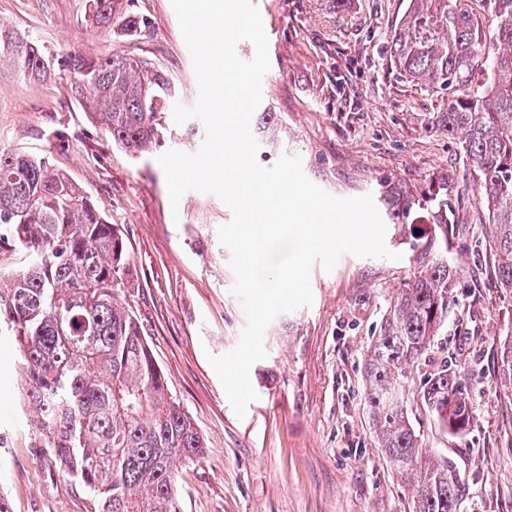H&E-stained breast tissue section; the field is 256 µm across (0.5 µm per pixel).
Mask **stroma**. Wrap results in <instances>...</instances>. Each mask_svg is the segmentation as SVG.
<instances>
[{
	"mask_svg": "<svg viewBox=\"0 0 512 512\" xmlns=\"http://www.w3.org/2000/svg\"><path fill=\"white\" fill-rule=\"evenodd\" d=\"M271 68L261 111L276 115L257 160L299 156L305 175L338 198L371 194L399 260L341 255L311 271L313 303L277 316L265 359L250 370L258 394L237 417L207 360L234 349L246 315L234 294L219 226L231 212L191 190L171 206L158 150L133 154L88 121L67 76L31 83L0 69V148L48 158L80 183L118 226L136 276L121 300L138 318L171 392L204 439L179 466L183 512H413L415 491L386 462L364 409L367 347L393 288L408 278L415 235L436 220L422 201L448 181V260L459 280L448 324L405 365L404 403L423 450L448 460L466 494L460 512H512V394L498 380L512 331V297L495 282L473 171L459 140L435 129L440 94L397 75L384 58L402 0H253ZM87 0H0V19L55 53L134 55L168 74L160 105L165 147L199 151L205 126L175 124L199 87L171 0H134L149 27L134 39L94 31ZM448 361L470 397L465 434L443 430L428 409L429 372ZM17 344L0 336V494L11 512H91L88 496L51 458L30 424Z\"/></svg>",
	"mask_w": 512,
	"mask_h": 512,
	"instance_id": "1",
	"label": "stroma"
}]
</instances>
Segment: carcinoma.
Wrapping results in <instances>:
<instances>
[{"mask_svg":"<svg viewBox=\"0 0 512 512\" xmlns=\"http://www.w3.org/2000/svg\"><path fill=\"white\" fill-rule=\"evenodd\" d=\"M117 0H87L90 24L136 37L144 16ZM387 40L390 65L447 96L437 128L462 140L495 256L512 296V0H405ZM25 80L51 67L68 75L91 122L137 154L165 144L158 104L171 95L164 71L131 55H52L0 20V65ZM30 256L27 271L0 290V333L19 345L26 398L42 447L94 500L95 512H182L176 463L203 455L202 436L170 392L117 288L133 284L121 231L46 158L0 148V247ZM411 274L389 299L364 363L365 406L390 465L416 487L413 512H458L465 488L448 462L423 453L401 392L403 365L447 325L458 280L448 262V225L413 243ZM499 380L512 391V336L500 350ZM425 402L453 434L472 413L456 372L441 364Z\"/></svg>","mask_w":512,"mask_h":512,"instance_id":"obj_1","label":"carcinoma"}]
</instances>
